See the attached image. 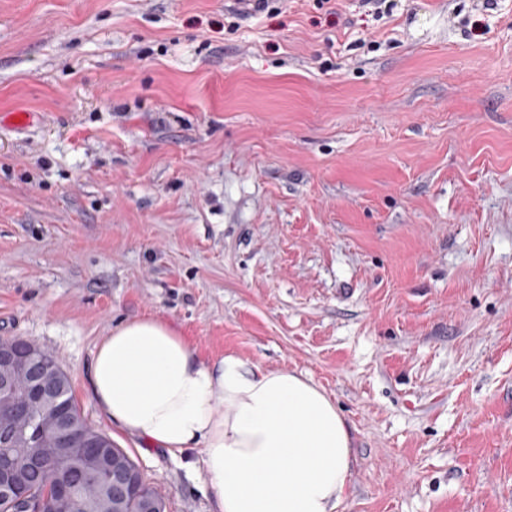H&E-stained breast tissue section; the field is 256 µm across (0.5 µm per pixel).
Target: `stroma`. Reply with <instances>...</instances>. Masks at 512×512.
Listing matches in <instances>:
<instances>
[{
  "label": "stroma",
  "instance_id": "obj_1",
  "mask_svg": "<svg viewBox=\"0 0 512 512\" xmlns=\"http://www.w3.org/2000/svg\"><path fill=\"white\" fill-rule=\"evenodd\" d=\"M392 2L0 0V338L56 355L166 512H214L201 450L88 387L142 316L322 387L338 512H512V0Z\"/></svg>",
  "mask_w": 512,
  "mask_h": 512
}]
</instances>
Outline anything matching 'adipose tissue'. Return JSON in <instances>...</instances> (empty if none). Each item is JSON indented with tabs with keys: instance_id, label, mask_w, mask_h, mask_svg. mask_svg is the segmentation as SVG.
Returning a JSON list of instances; mask_svg holds the SVG:
<instances>
[{
	"instance_id": "1",
	"label": "adipose tissue",
	"mask_w": 512,
	"mask_h": 512,
	"mask_svg": "<svg viewBox=\"0 0 512 512\" xmlns=\"http://www.w3.org/2000/svg\"><path fill=\"white\" fill-rule=\"evenodd\" d=\"M89 391L147 447L202 449L215 512H337L347 492L350 429L303 373L202 358L175 326L142 317L99 342Z\"/></svg>"
}]
</instances>
